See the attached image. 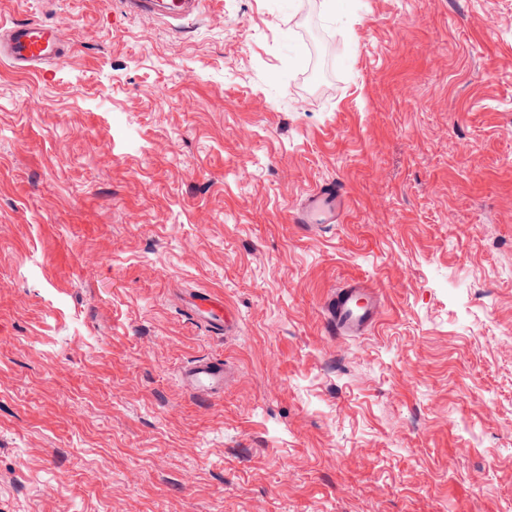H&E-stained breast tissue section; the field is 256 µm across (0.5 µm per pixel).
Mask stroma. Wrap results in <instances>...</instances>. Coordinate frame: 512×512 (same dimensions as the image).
<instances>
[{
    "mask_svg": "<svg viewBox=\"0 0 512 512\" xmlns=\"http://www.w3.org/2000/svg\"><path fill=\"white\" fill-rule=\"evenodd\" d=\"M14 21L69 53L0 60V512H505L512 0ZM332 181L350 210L295 224ZM351 276L385 310L336 338ZM206 357L217 398L179 383ZM194 307L197 310V314L200 315L207 323L213 328L220 330L226 326L227 312L224 313V308L215 299L208 294L201 293Z\"/></svg>",
    "mask_w": 512,
    "mask_h": 512,
    "instance_id": "obj_1",
    "label": "stroma"
}]
</instances>
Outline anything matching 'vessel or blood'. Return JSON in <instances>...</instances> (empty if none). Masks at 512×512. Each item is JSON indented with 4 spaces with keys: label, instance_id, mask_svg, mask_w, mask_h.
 Returning a JSON list of instances; mask_svg holds the SVG:
<instances>
[{
    "label": "vessel or blood",
    "instance_id": "b4317fda",
    "mask_svg": "<svg viewBox=\"0 0 512 512\" xmlns=\"http://www.w3.org/2000/svg\"><path fill=\"white\" fill-rule=\"evenodd\" d=\"M68 55L66 43L50 26L25 22L0 27V58L23 69L63 62ZM349 194L339 184L326 183L311 190L293 215L295 223L312 230L332 224L348 209ZM194 307L207 323L219 329L227 321L222 307L210 295L198 296ZM383 301L378 289L362 278L345 281L326 304L325 326L329 334L358 337L378 323ZM226 370L221 360L201 359L180 375L182 388L196 396H218L224 392Z\"/></svg>",
    "mask_w": 512,
    "mask_h": 512
}]
</instances>
